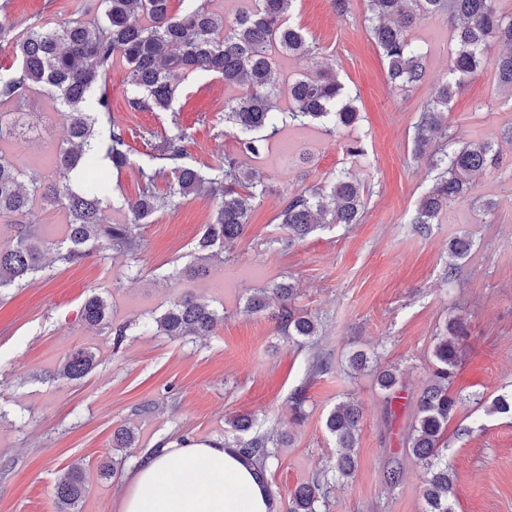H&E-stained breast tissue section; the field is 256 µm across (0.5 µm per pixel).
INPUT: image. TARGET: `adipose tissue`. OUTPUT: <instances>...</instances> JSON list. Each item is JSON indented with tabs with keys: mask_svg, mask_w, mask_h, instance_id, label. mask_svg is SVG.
Segmentation results:
<instances>
[{
	"mask_svg": "<svg viewBox=\"0 0 512 512\" xmlns=\"http://www.w3.org/2000/svg\"><path fill=\"white\" fill-rule=\"evenodd\" d=\"M121 500L122 512H273L254 467L215 441L163 444Z\"/></svg>",
	"mask_w": 512,
	"mask_h": 512,
	"instance_id": "adipose-tissue-1",
	"label": "adipose tissue"
}]
</instances>
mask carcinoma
<instances>
[{"label": "carcinoma", "instance_id": "obj_1", "mask_svg": "<svg viewBox=\"0 0 512 512\" xmlns=\"http://www.w3.org/2000/svg\"><path fill=\"white\" fill-rule=\"evenodd\" d=\"M212 0H185L175 13L171 0H98L76 5L69 14L45 22H32L23 29L0 18V42L13 46L14 62L0 68V106L20 107L32 91H39L62 116L67 137L51 158V173L36 167H17L7 158L6 147L37 132L25 112L0 111V224L14 234L0 244V289L22 287L28 278L45 269L44 251L55 252V260L80 263L93 254L111 249L132 261L140 248V227L158 211L175 205V198L188 195L218 200L211 221L197 239L194 273L203 276L209 264L224 257L218 249L241 237L253 202L265 187L245 169L240 157L261 156L267 141L280 126L320 125L333 135L359 120L358 95L342 83L328 67L316 65L289 87L291 105L281 111L275 104V79L271 51L277 49L301 61L317 57L318 49L302 31L290 23L297 0H254V6L231 18L211 8ZM498 0H370L367 29L387 63L391 85L404 90L424 74V54L408 37L417 22L442 9L455 26L457 50L449 66L448 81L439 85L420 110L414 126L415 155L422 156L440 141H455L447 152L438 149L431 190L417 203L412 223L427 229L439 221L448 202L471 194L473 175L499 164L494 142L466 141L448 134V105L464 82L493 57L500 86L512 91V15L501 14ZM94 11L90 20L83 19ZM121 58L127 69V104L134 112H172L181 88L191 76L212 75L245 93L224 107V127L236 143V152L216 163L190 165L186 143L188 129L177 121L162 133L145 128L139 133L149 147L148 161L138 166L139 197L129 204L128 222H110L111 187L105 178L88 180L85 173L101 162L117 171L130 164L129 145L123 128L115 123L99 129L100 119L112 112V101L104 74ZM172 178L170 191L155 193L158 179ZM59 208L66 216L64 236L45 246L44 236L25 216L37 203ZM365 207L361 184L346 173H336L327 184L304 193H290L276 215L284 230L280 241L292 247L316 228L326 224H357ZM472 250L471 241L457 236L448 242V269L453 278ZM298 289L288 283L262 288L247 297L244 312L260 313L277 308V324L290 339H312L319 335L318 318L297 306ZM90 325H107L109 306L98 296L89 298L82 310ZM224 316L192 296L174 299L160 316L153 318L156 333L171 338L208 336ZM459 318L445 325L433 348L432 383L417 402L408 448L424 468L426 512H452L454 475L443 459L448 447L445 432L455 415L459 399L448 385L460 357L457 337L463 335ZM96 363L88 350L74 351L63 367V376L80 380ZM379 386L397 393L396 369L378 374ZM488 414L512 415V393L481 402ZM360 418L358 405L339 403L327 416L326 428L341 449L329 474L289 493L288 512H320L326 506L329 482H345L357 466L351 449L356 447ZM137 437L126 427L115 432L113 447L135 446ZM267 435L238 438L233 447L248 461L264 467L272 457ZM85 485L80 471L71 469L55 487L56 512H75Z\"/></svg>", "mask_w": 512, "mask_h": 512}]
</instances>
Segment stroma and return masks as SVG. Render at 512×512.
Here are the masks:
<instances>
[{"mask_svg":"<svg viewBox=\"0 0 512 512\" xmlns=\"http://www.w3.org/2000/svg\"><path fill=\"white\" fill-rule=\"evenodd\" d=\"M369 0H350L339 16L329 0H297L290 15L318 61L330 63L358 93L360 121L340 136L317 126L287 128L265 153L243 158L267 187L255 202L241 238L211 263L206 276L191 273L195 243L216 207L190 195L143 225L137 260L103 250L76 265L54 263L22 288L0 290V512H56L54 488L69 467H81L86 492L76 512H121V490L147 452L168 441L234 440L229 417L252 416L253 431L284 437L265 471L288 512V493L321 476L336 447L326 418L337 403H358L361 419L352 480L330 489L329 512H425L424 471L407 448L419 396L433 374L432 350L450 318L466 322L461 356L449 385L462 403L448 423L443 454L455 475L453 512H512V419L488 416L477 400L512 391V94L498 87L492 64L465 82L448 108L451 134L494 138L499 168L476 176L474 197L451 202L428 234L412 217L431 186L429 157L413 154L414 125L435 87L448 77L456 50L447 14L421 20L410 37L426 53V75L406 91L387 82L386 62L366 28ZM127 70L114 61L106 85L112 119L127 132L131 163L106 169L112 218L125 219L138 196V166L146 148L138 133L160 131L171 120L188 128L191 164L216 163L234 152L224 128V105L241 90L210 76H193L174 114L133 112L126 102ZM25 111L40 114L45 140L11 147L17 165L50 168L48 142L66 127L47 99L30 94ZM361 139L367 159L349 156ZM364 187L360 223L327 224L285 247L275 217L287 193L304 192L339 170ZM494 203L483 212L480 200ZM465 235L473 247L457 276L445 280L448 242ZM292 283L298 303L321 323L315 341L282 336L271 312L244 313L252 289ZM190 293L223 313L212 335L170 339L144 330L176 296ZM110 306L113 325L127 326L121 346L111 328L84 323L85 301ZM96 356L81 380L62 376L70 353ZM368 357L356 369L350 358ZM397 367L402 388L387 399L377 375ZM304 391L307 417L291 419L290 398ZM133 428L134 448L114 450L112 436ZM115 464L104 477L101 466ZM400 466L398 485L384 473Z\"/></svg>","mask_w":512,"mask_h":512,"instance_id":"obj_1","label":"stroma"}]
</instances>
